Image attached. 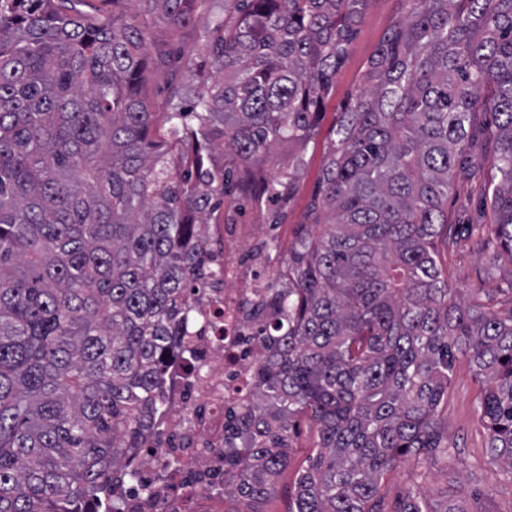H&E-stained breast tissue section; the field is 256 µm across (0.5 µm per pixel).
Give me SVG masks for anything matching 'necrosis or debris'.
<instances>
[{
    "label": "necrosis or debris",
    "mask_w": 512,
    "mask_h": 512,
    "mask_svg": "<svg viewBox=\"0 0 512 512\" xmlns=\"http://www.w3.org/2000/svg\"><path fill=\"white\" fill-rule=\"evenodd\" d=\"M258 230L255 224L209 227L204 254L223 284L201 293L178 328L177 346L189 360L171 359L164 371L161 425L132 453L136 482L117 486L124 512H224V441L252 403L256 369L271 354L261 331L276 310L254 307L266 293L261 272L272 267L288 276L285 265L245 256Z\"/></svg>",
    "instance_id": "1"
}]
</instances>
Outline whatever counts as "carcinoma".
<instances>
[{
	"label": "carcinoma",
	"mask_w": 512,
	"mask_h": 512,
	"mask_svg": "<svg viewBox=\"0 0 512 512\" xmlns=\"http://www.w3.org/2000/svg\"><path fill=\"white\" fill-rule=\"evenodd\" d=\"M86 2L0 0V512H93L107 479H137L128 449L158 426L176 327L208 285L203 225L221 208L235 223L237 190L260 202L294 185L368 0H224L167 101L163 153L152 25L199 23L206 0ZM401 2L340 112L288 286L267 288L284 319L224 449V493L260 502L310 415L316 452L288 512H383L404 457H448L440 406L461 357L512 480V313L456 300L436 260L488 109L498 180L483 189L512 262V0ZM218 141L239 180L213 162ZM399 512L466 510L410 489Z\"/></svg>",
	"instance_id": "carcinoma-1"
}]
</instances>
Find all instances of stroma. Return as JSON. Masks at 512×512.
I'll list each match as a JSON object with an SVG mask.
<instances>
[{"mask_svg":"<svg viewBox=\"0 0 512 512\" xmlns=\"http://www.w3.org/2000/svg\"><path fill=\"white\" fill-rule=\"evenodd\" d=\"M399 9V0H369L325 101L314 139L302 155L290 193L274 205L243 202L241 223H267L272 209H279L284 217L274 232L288 242H295L308 203L317 189L336 112L359 86L367 60L389 32ZM153 35L156 45L166 52L164 66L148 73L150 95L161 109L171 88L183 82L199 41V28L194 25L173 32L160 23ZM489 123V117H480L455 172L448 193V221L452 230L449 239L438 242L437 262L464 298H476L490 310L503 313L512 310V274L493 267V260L501 251L500 243L492 234L481 239L466 235L468 225L493 221V198L475 185L476 180H488L492 174L493 142ZM480 388L467 360H458L440 416L452 446L451 455L448 460L432 463L423 479L409 462L388 473L381 489L385 512H398L406 492L412 488L421 489L441 508L455 503L462 505L465 512H512V484L505 481L500 467L490 462L488 434L476 413ZM316 441L315 423L309 417H297L290 433V464L281 474L275 493L259 503L258 512H288L297 473L306 466Z\"/></svg>","mask_w":512,"mask_h":512,"instance_id":"1","label":"stroma"}]
</instances>
